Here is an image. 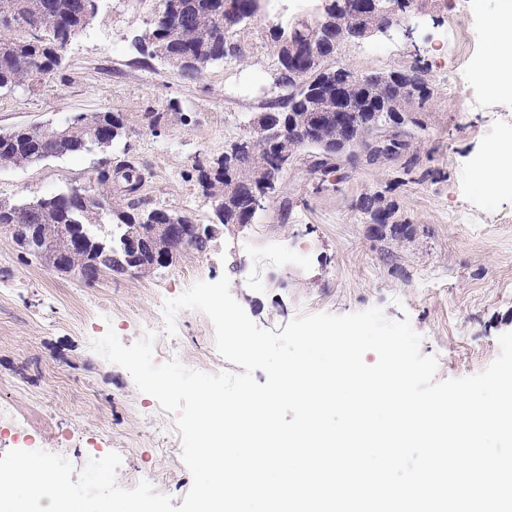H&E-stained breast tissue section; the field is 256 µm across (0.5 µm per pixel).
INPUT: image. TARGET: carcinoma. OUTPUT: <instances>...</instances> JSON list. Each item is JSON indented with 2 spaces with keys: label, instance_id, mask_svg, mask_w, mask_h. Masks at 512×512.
Instances as JSON below:
<instances>
[{
  "label": "carcinoma",
  "instance_id": "carcinoma-1",
  "mask_svg": "<svg viewBox=\"0 0 512 512\" xmlns=\"http://www.w3.org/2000/svg\"><path fill=\"white\" fill-rule=\"evenodd\" d=\"M97 0H0V15L8 14L18 28L35 30L40 35L27 40L7 38L0 40V92H11L34 78L51 75L61 66L60 58L65 49L61 36L67 32L78 33L83 29V7L94 6ZM263 0H164L163 10L175 5L186 12L189 22L178 32L165 24L152 23L149 39L152 43L166 47L165 63L183 71L187 60L203 61L192 72V77L201 75L210 65L226 58L224 47H215L212 39L223 40L224 27L236 32L246 21L260 10ZM321 14L312 18L301 15L288 27L274 26L270 29L280 64L276 78L277 96L269 100L263 111L250 119L253 125L269 118V113L279 112L283 121L289 123L287 135L276 143L245 136L237 141V149L231 154L232 165L218 159L197 169L196 181L207 197L224 196V206L216 213L223 226L244 224L254 215L249 201L252 193L263 190L266 185L276 187L300 152L309 153L311 174L324 177L338 172L336 164L340 148L336 128V101L327 98L326 74L333 67L326 64L321 69H311L305 64L302 53L290 56L287 46L303 48L308 44L310 28L318 23L336 25L345 33L340 42L369 37L383 22L381 15L370 7V0H342L339 12H333L330 2ZM388 77L409 84L417 94L418 109H423L431 96L427 70L415 60L403 70L391 71ZM336 83L342 88L347 102L357 111L342 114L353 130L361 137L378 134L390 136L398 141L397 151L391 157L398 158L413 145L416 135L413 129L423 128L418 117L401 123L394 112L383 111V102L391 91V85L373 83L365 86L353 78L351 69L336 75ZM115 129L111 142L98 146L104 151L119 140L125 129L122 118L112 112L79 113L65 123L67 131L56 139L37 138L27 128H17L0 135V162L12 168H23L50 157H62L88 151L95 144L105 126ZM317 131L315 140H308V129ZM123 168L114 170L121 174L125 184L142 181V166L133 157L119 161ZM100 196L112 198V206L101 211H91L79 200L62 191L32 202L12 204L0 209V224L5 225L14 242L25 248L27 240L37 235L43 241H59L61 225L78 224L82 229L83 242L68 258L72 273L86 281H94L104 273L123 274L125 267L117 261L112 264L99 262L95 258L110 251L124 257L123 246L132 239L143 237L147 224L178 216L186 224L192 219L175 210L150 206L140 196L129 197L119 192L112 194V183L108 170L99 172ZM356 208L371 224H379L390 231L393 238L410 239L413 225L400 219L399 207L382 191L365 193L356 202Z\"/></svg>",
  "mask_w": 512,
  "mask_h": 512
}]
</instances>
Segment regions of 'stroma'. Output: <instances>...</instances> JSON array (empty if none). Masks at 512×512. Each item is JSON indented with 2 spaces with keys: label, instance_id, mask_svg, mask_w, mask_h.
<instances>
[{
  "label": "stroma",
  "instance_id": "stroma-1",
  "mask_svg": "<svg viewBox=\"0 0 512 512\" xmlns=\"http://www.w3.org/2000/svg\"><path fill=\"white\" fill-rule=\"evenodd\" d=\"M322 5L306 0L298 12L290 0H263L234 36L240 54L190 80L135 47L163 0H98L94 19L71 38L55 74L0 94V132L114 112L126 135L105 154L0 169V201L96 181L100 169L129 153L147 170L142 195L148 203L213 223L214 202L203 195L194 166L221 157L276 95L279 61L270 27L288 25L302 12L319 15ZM407 24L386 36L390 50L380 57L366 56L365 39L336 52L357 74L400 70L416 59L426 68L432 95L424 128L395 160L345 168L324 181L297 160L251 224L219 228L205 251L181 252L146 278L104 275L88 284L56 274L21 253L0 227V402L14 405L18 424L36 444L57 448L80 470L91 439L105 437L122 454L117 482L137 469L157 471L156 491L180 506L192 476L180 448L167 447L162 423L147 411L153 397L89 343L111 327L124 345L133 344L140 324L167 299L224 275L247 315L277 333L300 314L378 307L388 319H409L422 337L421 353L438 359V379L479 373L497 357L499 335L512 331V183L486 192L472 165L486 143L512 137V95L470 99L471 61L486 56V43L448 39L449 11L430 7ZM255 75L260 81L252 95H230L231 85ZM151 112L163 115L159 131L148 126ZM410 162L423 179L399 184ZM381 190L398 203L415 236L382 237L365 223L355 203ZM176 325L174 343L186 367L233 370L215 348L207 316L185 310Z\"/></svg>",
  "mask_w": 512,
  "mask_h": 512
}]
</instances>
